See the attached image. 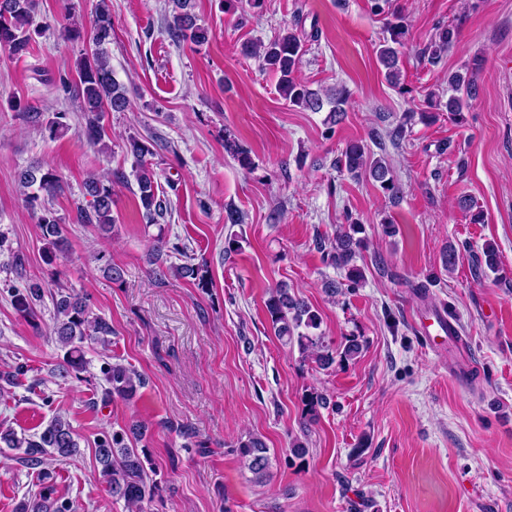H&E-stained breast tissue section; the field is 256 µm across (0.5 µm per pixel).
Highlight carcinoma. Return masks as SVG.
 Segmentation results:
<instances>
[{
    "mask_svg": "<svg viewBox=\"0 0 512 512\" xmlns=\"http://www.w3.org/2000/svg\"><path fill=\"white\" fill-rule=\"evenodd\" d=\"M36 0H0V47L16 57L28 53L32 41L31 28ZM112 15L106 0H100L90 34H83L79 23L73 21L64 30L69 40H88L91 49L81 53L77 61L78 80L72 83L68 78H60V88L68 96L76 99L83 115V137L91 146L100 150L108 149L104 118L107 112H123L128 109L130 100L125 87L114 77L107 45L112 42ZM388 37L383 39L378 49V61L385 69V78L393 85L400 83V48L405 45L408 29L401 16L393 14L387 26ZM457 29L453 25H442L425 49L428 61L435 65L455 43ZM170 36L177 42L201 43L208 37V31L197 25L195 17L180 7L173 17ZM242 52L246 56L262 58L268 70L277 75V90L288 104L303 110L319 112L324 105H330L329 121L336 124L337 117L344 112L347 93L344 90L324 94L309 88L298 81L295 73L304 53V40L298 30L290 29L268 44L246 43ZM479 64L464 71L448 73V114L458 116L468 102L478 96L476 78ZM68 113L54 112L44 125L49 137L55 139L68 129ZM127 151L135 158L134 177L137 184L136 196L143 216L156 222L168 213V202L159 194V183L152 164L147 156L152 154L150 147L136 137L127 140ZM224 149L230 153L244 170H251L254 162L251 155L235 141L224 140ZM344 168L353 175L369 173L380 183L381 189L391 197L400 193V186L390 173L385 161L371 156L367 145L355 141L347 145L344 152ZM128 182L121 169L103 174H90L83 184V195L90 197L87 205L77 206L76 221L79 224L93 225L100 236L109 237L115 228L112 215L114 204L112 186ZM18 185L22 190L28 208L42 231L47 245L48 257L65 250L66 237L64 220L49 208L45 200L64 190L63 183L52 168L30 166L18 175ZM362 227L357 223L332 238L316 240L320 250L331 265L345 271L346 279L356 284L363 278L356 259L366 249L365 239L360 237ZM172 256L187 259L175 266L176 272L184 277L205 284L203 265L188 263L192 259L187 246L180 242H170L158 238L156 262L164 263ZM483 263L494 273L499 271L500 258L495 244L487 242L482 247ZM46 284L37 278H26L18 283L0 285V291L8 294L17 311L25 315H36L37 305L43 301ZM54 309V340L61 351L55 371L64 379L93 383L101 389V398L107 402L119 399L130 403L140 396L146 385L142 373L119 360L105 361L99 373L88 370L86 349L98 344L107 347L113 334L112 324L102 315L94 312L91 299L86 294L60 290L51 296ZM266 313L277 338L286 345L298 347L302 359L312 360L326 369L336 360L349 361L357 358L362 351L355 339H348L342 348L331 351L323 344L321 337L312 334L321 324L320 312L304 300L292 295L283 285L271 287L264 301ZM146 436L142 425L129 428L106 429L96 442V453L102 465L101 474L112 498L122 500L136 512H152L153 503L159 496V485L155 479L156 469L146 449L136 448V444ZM0 443L17 452V459L39 469L38 489L29 497L20 500L15 512H76L70 499L58 494L52 473L42 468L48 457L55 461H66L78 452L77 434L66 417L57 414L45 428L35 434H19L13 429L0 431ZM233 452L258 482L270 476L268 448L256 434L240 438Z\"/></svg>",
    "mask_w": 512,
    "mask_h": 512,
    "instance_id": "1",
    "label": "carcinoma"
}]
</instances>
